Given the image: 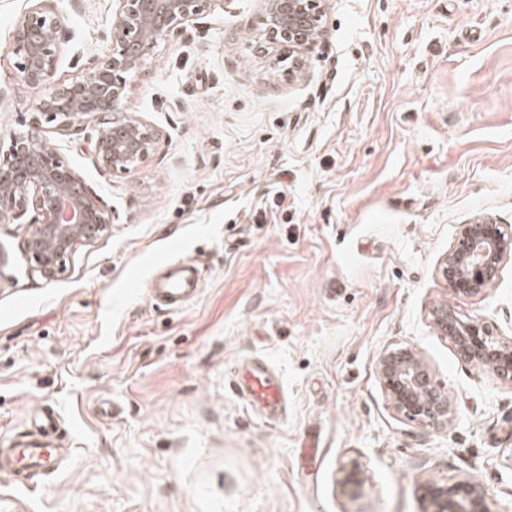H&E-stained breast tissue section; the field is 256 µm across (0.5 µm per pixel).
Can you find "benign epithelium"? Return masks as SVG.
I'll return each instance as SVG.
<instances>
[{"instance_id":"1","label":"benign epithelium","mask_w":512,"mask_h":512,"mask_svg":"<svg viewBox=\"0 0 512 512\" xmlns=\"http://www.w3.org/2000/svg\"><path fill=\"white\" fill-rule=\"evenodd\" d=\"M16 18L6 54L13 59L15 84L43 88L26 121L0 153V216L26 223L23 250L32 271L52 279L83 245L105 235L112 217L96 194L58 156L42 130L54 124L59 134L79 131L94 119L108 118L109 128L93 147V161L104 175L136 170L159 143L162 132L125 111L128 78L143 72L156 48L212 8L216 0H114L109 37L111 52L94 61L77 79L55 78L62 45L70 38L65 17L48 0H27ZM328 0H260L269 43L288 46L294 55L288 74H302L301 55L325 37ZM512 254V235L497 218L479 213L462 225L437 272L452 292L475 296L498 277ZM429 323L452 339L457 353L497 377L512 381V336L494 332L481 317L461 318L446 306L431 308ZM376 373L390 407L423 426L445 429L454 413L448 393L439 389L431 367L415 348L384 349ZM341 492L354 495L362 486L361 465L343 469ZM422 512H488L486 487L468 476L449 485L425 487Z\"/></svg>"}]
</instances>
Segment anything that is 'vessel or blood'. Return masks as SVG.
I'll return each instance as SVG.
<instances>
[{
	"mask_svg": "<svg viewBox=\"0 0 512 512\" xmlns=\"http://www.w3.org/2000/svg\"><path fill=\"white\" fill-rule=\"evenodd\" d=\"M203 286L202 270L192 259L163 261L159 273L147 284L155 305L182 309ZM230 386L256 415L270 422L284 411L287 392L280 374L265 362L247 358L235 369ZM64 450L50 442H26L0 448V472L20 487L30 484L42 472L52 470Z\"/></svg>",
	"mask_w": 512,
	"mask_h": 512,
	"instance_id": "obj_1",
	"label": "vessel or blood"
}]
</instances>
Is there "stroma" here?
I'll return each instance as SVG.
<instances>
[{"label": "stroma", "mask_w": 512, "mask_h": 512, "mask_svg": "<svg viewBox=\"0 0 512 512\" xmlns=\"http://www.w3.org/2000/svg\"><path fill=\"white\" fill-rule=\"evenodd\" d=\"M26 6L0 0V150L42 95L10 77ZM60 7L65 80L110 52L112 0ZM326 28L297 80L258 0H220L160 44L129 80L126 111L162 132L134 172L97 171L100 121L45 125L112 224L47 280L0 220V448L46 411L68 449L28 488L0 474V512H421L426 483L468 475L512 512V383L427 318L449 304L512 336V257L476 296L437 275L473 215L512 231V0H330ZM186 258L200 294L155 306L157 263ZM401 344L448 393L447 429L386 402L376 360ZM249 354L282 376L281 422L229 386Z\"/></svg>", "instance_id": "35a3bbf8"}]
</instances>
